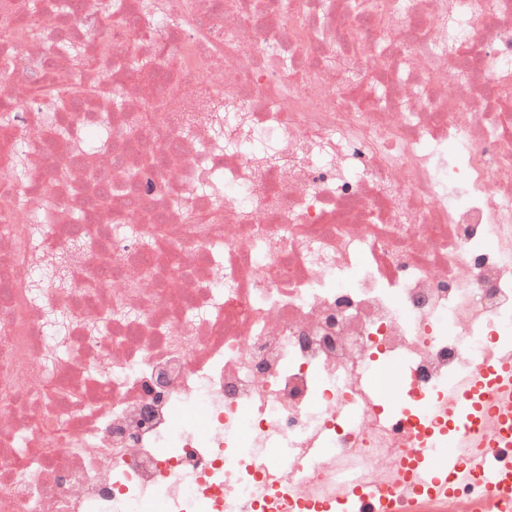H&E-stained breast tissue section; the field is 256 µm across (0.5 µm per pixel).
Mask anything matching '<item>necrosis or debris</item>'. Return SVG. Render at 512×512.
<instances>
[{
  "label": "necrosis or debris",
  "mask_w": 512,
  "mask_h": 512,
  "mask_svg": "<svg viewBox=\"0 0 512 512\" xmlns=\"http://www.w3.org/2000/svg\"><path fill=\"white\" fill-rule=\"evenodd\" d=\"M29 2L0 0V512H274L349 486L492 512L477 481L393 488L412 450L443 457L419 436L435 404L512 359V0H153L148 26L121 0L112 28L109 0ZM91 31L112 54L74 69L54 46ZM103 70L123 110L40 94ZM207 99L245 109L220 148ZM105 118L110 149L76 151ZM78 237L69 287L32 300L36 256ZM49 307L73 321L52 364ZM9 174L18 182H27L31 177L28 148L25 142L15 144L8 162Z\"/></svg>",
  "instance_id": "obj_1"
}]
</instances>
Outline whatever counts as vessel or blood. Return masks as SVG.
Returning a JSON list of instances; mask_svg holds the SVG:
<instances>
[{
    "mask_svg": "<svg viewBox=\"0 0 512 512\" xmlns=\"http://www.w3.org/2000/svg\"><path fill=\"white\" fill-rule=\"evenodd\" d=\"M490 390L495 391L496 400L512 402V360L482 368L477 379L468 381L454 399L438 402L436 411L451 422L465 425L491 410L493 402L486 397ZM498 421V437L479 440L472 447L449 449L444 459L417 453L407 456L400 473L402 486L417 498H449L458 485L479 476L498 512H512V470L489 467L493 459L512 457V413L499 414ZM388 507L385 490L352 487L336 500L316 505L315 512H387Z\"/></svg>",
    "mask_w": 512,
    "mask_h": 512,
    "instance_id": "vessel-or-blood-1",
    "label": "vessel or blood"
}]
</instances>
